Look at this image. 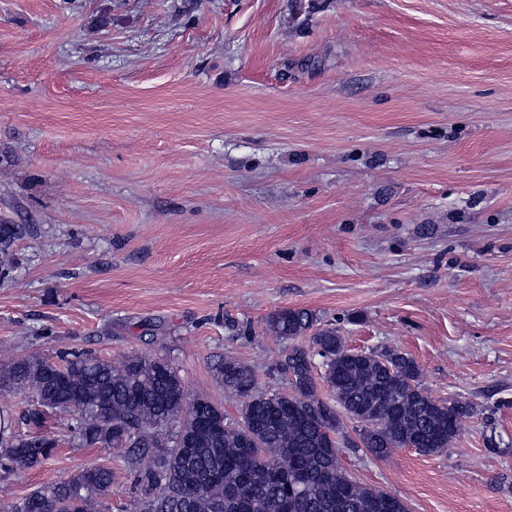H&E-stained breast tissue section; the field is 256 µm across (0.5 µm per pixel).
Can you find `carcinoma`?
<instances>
[{"mask_svg": "<svg viewBox=\"0 0 512 512\" xmlns=\"http://www.w3.org/2000/svg\"><path fill=\"white\" fill-rule=\"evenodd\" d=\"M28 232L0 226L1 268ZM266 326L291 342L278 362L291 393L258 390L254 372L226 356L215 373L238 402L233 420L206 397L186 404L182 378L164 359L131 353L115 363L71 350L56 362L1 361L0 383L29 393L37 407L19 416L26 435L0 425V470L48 459L56 439L44 423L60 412L71 417L73 439L121 454L142 494L139 512H408L399 497L348 477L341 449L381 459L397 448L439 453L460 435L470 405L432 398L404 353L347 349L314 311L280 310ZM321 382L334 402L320 396ZM341 413L358 440L340 435ZM111 493L112 467L94 464L0 512H101Z\"/></svg>", "mask_w": 512, "mask_h": 512, "instance_id": "cac0c4a2", "label": "carcinoma"}]
</instances>
